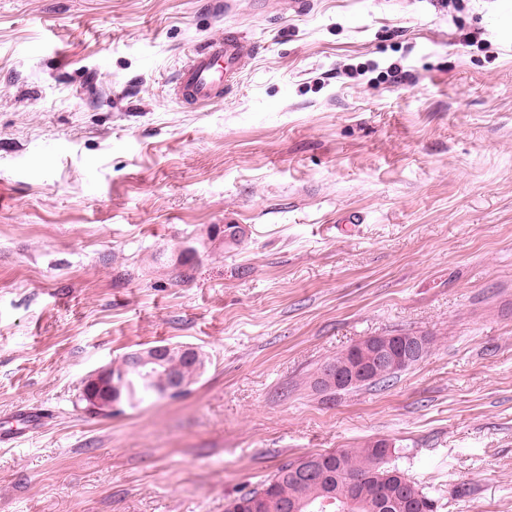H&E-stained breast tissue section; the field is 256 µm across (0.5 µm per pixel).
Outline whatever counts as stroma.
<instances>
[{
    "instance_id": "obj_1",
    "label": "stroma",
    "mask_w": 512,
    "mask_h": 512,
    "mask_svg": "<svg viewBox=\"0 0 512 512\" xmlns=\"http://www.w3.org/2000/svg\"><path fill=\"white\" fill-rule=\"evenodd\" d=\"M0 0V512H224L282 462L388 440L440 512H512V0ZM243 32L219 100L188 52ZM361 213L348 228L341 217ZM383 387L314 389L368 336ZM197 348L109 416L83 379ZM254 53V43L231 30L224 31V38L196 47L176 78V98L194 106L220 98L232 86L243 61ZM431 342L432 340L430 339L429 342L427 336L367 337L352 346L351 352L357 358L351 361L350 364L336 367L350 361L345 350L336 353L335 357L325 361L318 369V377L315 378L317 386L321 390L331 391L330 394L332 395L373 378V381L366 385L376 386L388 383L401 372L392 371L388 366L397 370L418 363L425 357L427 350L430 351ZM380 365H386V367L378 369L377 375L374 377L375 368ZM335 388L336 390H334ZM171 345H157L146 351L136 350L126 353L120 364L106 366L87 375L83 382V395L87 402V410L94 414H110L119 404V392L121 389L122 402L143 401L147 397H158L159 393L146 387L141 382L135 381L129 388L122 384L127 376L140 378L145 383L162 380L161 391L163 396L180 394L186 390V385L181 379H185L190 386L203 373L198 372L201 366L205 369L206 361L202 354L199 362L187 360L200 357V351L189 346L180 347L178 353L171 359L174 368L172 371L169 360L173 354ZM122 386V387H121ZM16 417L11 421L12 426L0 429V445H12L28 433L42 430L48 421L44 410L19 408Z\"/></svg>"
}]
</instances>
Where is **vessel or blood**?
I'll return each mask as SVG.
<instances>
[{
	"label": "vessel or blood",
	"instance_id": "obj_1",
	"mask_svg": "<svg viewBox=\"0 0 512 512\" xmlns=\"http://www.w3.org/2000/svg\"><path fill=\"white\" fill-rule=\"evenodd\" d=\"M254 52V43L231 30L225 31L223 37L196 47L176 78V98L194 106L220 98L225 89L232 86L244 60ZM47 420L44 411L18 409L11 426L0 429V445L14 444L28 433L43 429Z\"/></svg>",
	"mask_w": 512,
	"mask_h": 512
}]
</instances>
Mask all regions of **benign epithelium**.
Instances as JSON below:
<instances>
[{
	"mask_svg": "<svg viewBox=\"0 0 512 512\" xmlns=\"http://www.w3.org/2000/svg\"><path fill=\"white\" fill-rule=\"evenodd\" d=\"M427 336H370L355 343L351 352L355 359L343 367H328L316 378L324 391H343L351 386L373 379L378 366L397 370L421 361L429 349ZM173 346L157 345L145 351L125 354L122 362L100 368L84 379L82 391L87 410L94 414H110L119 404V392L127 376L140 378L145 383L161 380L162 395L180 394L186 385L178 372L170 369Z\"/></svg>",
	"mask_w": 512,
	"mask_h": 512,
	"instance_id": "1",
	"label": "benign epithelium"
}]
</instances>
